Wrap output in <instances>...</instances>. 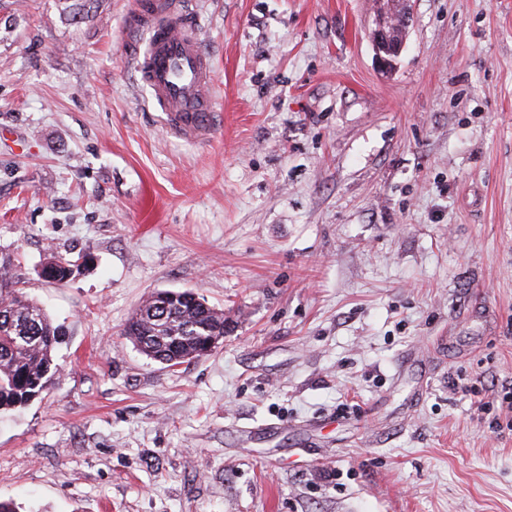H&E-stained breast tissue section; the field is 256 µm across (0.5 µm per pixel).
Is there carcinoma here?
Here are the masks:
<instances>
[{"instance_id": "obj_1", "label": "carcinoma", "mask_w": 512, "mask_h": 512, "mask_svg": "<svg viewBox=\"0 0 512 512\" xmlns=\"http://www.w3.org/2000/svg\"><path fill=\"white\" fill-rule=\"evenodd\" d=\"M73 267L71 259L53 256L40 275L64 283ZM124 332L141 354L172 368L207 355L224 339V311L193 290L158 291L135 309ZM63 336L62 326L35 299L0 288V412L27 405L59 380L56 353Z\"/></svg>"}]
</instances>
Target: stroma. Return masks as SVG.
Masks as SVG:
<instances>
[{
	"label": "stroma",
	"mask_w": 512,
	"mask_h": 512,
	"mask_svg": "<svg viewBox=\"0 0 512 512\" xmlns=\"http://www.w3.org/2000/svg\"><path fill=\"white\" fill-rule=\"evenodd\" d=\"M0 0V268L66 330L0 414L19 512H512V0H183L209 143L125 55L139 0ZM86 256L68 282L38 271ZM224 312L167 368L124 336L158 290ZM465 380L475 393L454 390Z\"/></svg>",
	"instance_id": "35a3bbf8"
}]
</instances>
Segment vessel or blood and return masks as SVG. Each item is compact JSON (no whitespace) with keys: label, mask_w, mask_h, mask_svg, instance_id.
Instances as JSON below:
<instances>
[{"label":"vessel or blood","mask_w":512,"mask_h":512,"mask_svg":"<svg viewBox=\"0 0 512 512\" xmlns=\"http://www.w3.org/2000/svg\"><path fill=\"white\" fill-rule=\"evenodd\" d=\"M193 29L178 0H149L136 13L127 43L135 75L150 88L169 131L191 143L210 138L216 112L211 60Z\"/></svg>","instance_id":"obj_1"}]
</instances>
